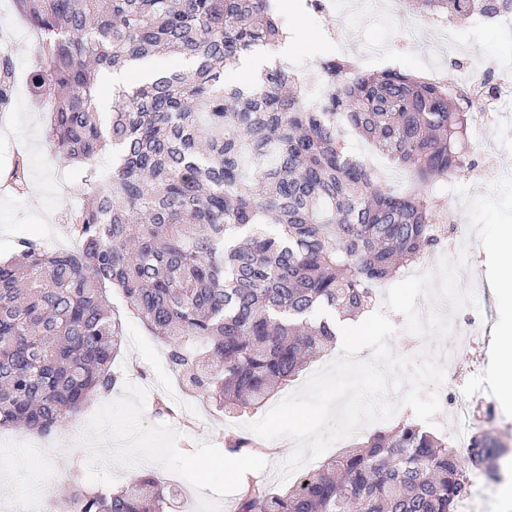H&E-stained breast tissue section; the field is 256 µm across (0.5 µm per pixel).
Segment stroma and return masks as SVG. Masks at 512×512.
Returning a JSON list of instances; mask_svg holds the SVG:
<instances>
[{
    "instance_id": "obj_1",
    "label": "stroma",
    "mask_w": 512,
    "mask_h": 512,
    "mask_svg": "<svg viewBox=\"0 0 512 512\" xmlns=\"http://www.w3.org/2000/svg\"><path fill=\"white\" fill-rule=\"evenodd\" d=\"M352 13L359 16L360 46L387 41L400 47L397 57L400 69L415 75H424L426 51L421 40L408 37L398 17L378 19L364 11L360 0H346ZM0 17L11 23L15 38L10 57L16 69L29 72L37 56L35 36L23 25L13 8V0H0ZM287 31H296L301 21H309L313 36L304 44L282 53V60L307 75H315L319 62L337 54L338 48L326 34L327 21L310 10L297 8L280 16ZM466 52L472 58L492 56L512 64V26H488L466 35ZM47 111L36 105L29 93L14 98L9 109L0 110V260L11 258L18 240L24 237H50L56 248H73L61 222L64 212L75 199L66 190V181L72 180L74 165L57 155L45 137ZM27 159L28 189L24 195H15L5 182L17 155ZM445 206L454 210L459 223L465 224L470 241L467 250L475 278H468L453 267L449 254L435 249L424 260V271L410 269L384 284L380 295L382 308L394 326L390 337L395 355H405L402 341L406 336L416 339V352L435 346L455 348L457 340L453 327L436 323L425 329L412 326L411 312L419 299H434L441 294L459 289L462 315H486L483 339L475 344L455 349V359L446 368L447 374L457 376L465 387L480 386L481 403L496 412L494 419L479 417L475 432H492L506 446L508 453L501 461L497 480H488L481 471H472L470 478L475 492V512H498L497 504L503 483L512 481V404L503 403L495 368L501 358L497 344L500 328L512 323V312L505 310L498 296V281L503 274L498 255L488 247L489 240L503 225H512V180L495 186L475 183L462 176L453 180L445 197ZM114 316L122 322L123 338L115 364L128 372L130 382L148 387L144 423L148 426L166 424L176 429L180 438L178 447L190 453L198 441L207 440L217 448H224V438L235 433L249 441L248 451L267 460L271 468L283 462L292 452L290 441L264 440L247 430V423L259 419V412L228 415L220 411L207 396L184 388L173 373L168 359V345L152 336L142 323L130 314L120 296H113ZM177 393L172 400L174 416L156 414L158 398ZM89 447L81 435L66 426H59L55 434L45 438L26 429L0 430V463L9 464L8 474L0 476V505L14 500L22 487L42 485L38 512H66L63 495L76 485L87 481ZM250 474L246 485L277 489L278 483L271 471Z\"/></svg>"
}]
</instances>
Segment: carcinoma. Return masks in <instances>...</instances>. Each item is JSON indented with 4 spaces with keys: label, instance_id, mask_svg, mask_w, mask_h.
I'll return each instance as SVG.
<instances>
[{
    "label": "carcinoma",
    "instance_id": "cac0c4a2",
    "mask_svg": "<svg viewBox=\"0 0 512 512\" xmlns=\"http://www.w3.org/2000/svg\"><path fill=\"white\" fill-rule=\"evenodd\" d=\"M35 33L32 92L52 110L46 138L76 164L80 203L65 224L77 248L19 240L0 261V428L51 436L118 382L120 323L109 291L170 345L182 384L233 411L269 400L336 343V320L370 311L375 285L438 245L429 188L472 166L457 147L475 102L395 68L351 74L320 62L331 95L285 61L248 86L224 85L240 55L281 44L275 0H14ZM425 17L493 21L512 0H407ZM178 56L112 94L106 70ZM13 64L0 58V109ZM411 174L394 190L346 150V131ZM27 188V161L8 175ZM490 433L461 458L448 437L410 420L325 460L283 493L261 487L241 512H456L469 468L495 472ZM74 512H165L155 477L130 487L76 486Z\"/></svg>",
    "mask_w": 512,
    "mask_h": 512
}]
</instances>
